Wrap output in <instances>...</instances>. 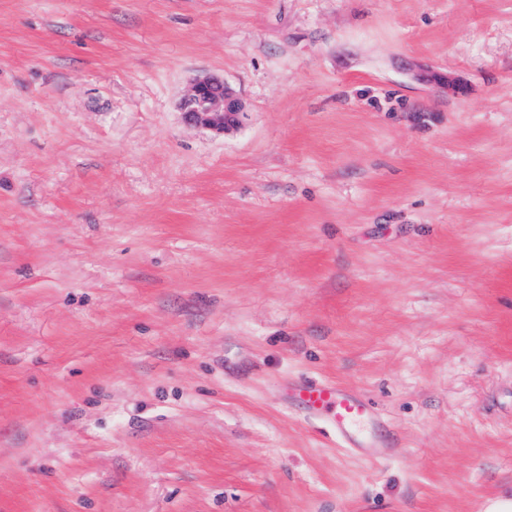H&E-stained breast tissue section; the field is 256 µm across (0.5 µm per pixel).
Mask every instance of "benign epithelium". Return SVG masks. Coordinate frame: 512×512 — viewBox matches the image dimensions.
Masks as SVG:
<instances>
[{"label":"benign epithelium","instance_id":"1","mask_svg":"<svg viewBox=\"0 0 512 512\" xmlns=\"http://www.w3.org/2000/svg\"><path fill=\"white\" fill-rule=\"evenodd\" d=\"M182 109L189 123L222 133L239 123L245 105L224 80L205 77L193 84Z\"/></svg>","mask_w":512,"mask_h":512}]
</instances>
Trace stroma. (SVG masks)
<instances>
[{
  "instance_id": "stroma-1",
  "label": "stroma",
  "mask_w": 512,
  "mask_h": 512,
  "mask_svg": "<svg viewBox=\"0 0 512 512\" xmlns=\"http://www.w3.org/2000/svg\"><path fill=\"white\" fill-rule=\"evenodd\" d=\"M207 75L221 134L180 109ZM300 376L400 453L289 411ZM511 485L512 0H0V512ZM182 109L190 124L224 133L239 123L245 105L224 79L205 77L193 84ZM281 392L285 404L324 423L343 448L363 458L387 459L402 448L396 434L375 429L379 418L370 401L336 380L300 378L282 385Z\"/></svg>"
}]
</instances>
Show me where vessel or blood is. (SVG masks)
Masks as SVG:
<instances>
[{"instance_id":"obj_1","label":"vessel or blood","mask_w":512,"mask_h":512,"mask_svg":"<svg viewBox=\"0 0 512 512\" xmlns=\"http://www.w3.org/2000/svg\"><path fill=\"white\" fill-rule=\"evenodd\" d=\"M282 399L306 419L324 423L341 446L371 461L397 454L402 443L378 430L379 418L369 400L329 378H301L284 384Z\"/></svg>"}]
</instances>
